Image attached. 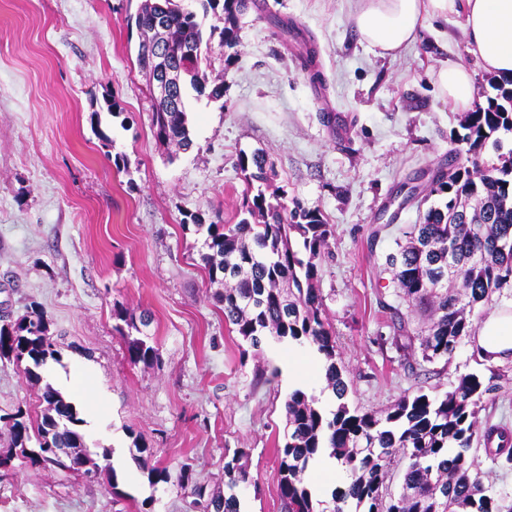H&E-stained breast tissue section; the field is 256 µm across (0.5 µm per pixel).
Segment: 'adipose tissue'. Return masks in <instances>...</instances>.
Returning a JSON list of instances; mask_svg holds the SVG:
<instances>
[{
    "label": "adipose tissue",
    "mask_w": 512,
    "mask_h": 512,
    "mask_svg": "<svg viewBox=\"0 0 512 512\" xmlns=\"http://www.w3.org/2000/svg\"><path fill=\"white\" fill-rule=\"evenodd\" d=\"M464 14V32L482 69L512 77V0H355L350 23L360 42L381 56H394L414 43L427 21ZM440 95L454 107L470 109L478 98L473 74L459 64L435 74ZM474 348L482 361H512V309L490 312L476 326Z\"/></svg>",
    "instance_id": "ef3b65f1"
}]
</instances>
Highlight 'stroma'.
<instances>
[{"label": "stroma", "mask_w": 512, "mask_h": 512, "mask_svg": "<svg viewBox=\"0 0 512 512\" xmlns=\"http://www.w3.org/2000/svg\"><path fill=\"white\" fill-rule=\"evenodd\" d=\"M257 2L240 19L231 56H211L223 97L187 91L194 146L175 155L154 136L137 61L130 20L143 0H0V318L42 306L61 353L40 384L23 364L0 359V433L16 411L40 419L51 383L76 403L101 470L89 483L16 462L0 471V512H190L176 486L150 484L151 468L191 464L219 495L224 462L238 451L255 480L240 491L243 512H282L284 403L302 383L325 390L322 364L278 346L254 354L212 299L202 235L182 228L196 212L237 223L243 152L271 155L274 186L319 209L332 228L318 286L350 406L381 414L403 395L440 396L460 375L486 374L471 341L431 363L390 342L392 308L414 330L421 315L400 298L386 258L402 229L445 202L408 203L402 191L425 185L447 160L462 117L440 99L434 75L460 64L480 95L491 92L463 16L426 22L417 43L382 58L353 31V0ZM274 16L314 42L320 83ZM326 112L336 126L323 122ZM119 309L150 313L159 364L128 363L114 329ZM494 384L480 418L512 429L511 362ZM138 437L152 450L140 463ZM113 457L122 462L114 473Z\"/></svg>", "instance_id": "1"}]
</instances>
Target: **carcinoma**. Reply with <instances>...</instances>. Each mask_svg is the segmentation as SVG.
Wrapping results in <instances>:
<instances>
[{
  "mask_svg": "<svg viewBox=\"0 0 512 512\" xmlns=\"http://www.w3.org/2000/svg\"><path fill=\"white\" fill-rule=\"evenodd\" d=\"M203 13L221 9L223 27L217 46L195 15L184 14L176 0H164L168 8L162 50L170 67L179 66L178 52L191 44L199 51L195 72L175 95L186 89L206 91L208 56L213 50L236 45L240 17L255 0H200ZM156 0H144L135 26L151 25ZM494 94L486 96L471 112L464 113L456 142L460 148L448 163L433 170L429 194L444 195L442 207H431L422 222L411 226L407 243L389 257L394 279L403 299L412 307H430L431 323L421 342L423 360L433 362L450 356L475 333L472 309L489 303L493 294L512 282V156L501 164L477 173L482 150L488 141L499 146L495 135L512 132V80L490 79ZM154 135L166 146L188 150L193 145L186 107L161 112L153 106ZM467 155L471 166L458 162ZM238 167L247 188L242 211L248 217L236 224L206 223L200 214L190 215L183 227L206 233L205 263L210 282L222 289L214 298L224 309V320L235 326L255 353L270 343L311 347L324 363L327 388L337 400L327 412L315 396L296 388L285 401V443L277 449L279 495L285 512H343L352 503L355 512H512L507 495L486 485L474 474L476 463L469 455L482 445L494 464L512 466V435L493 425L480 429L478 415L494 386L476 373L459 377L443 396L421 390L400 398L383 417L352 409L345 402L348 384L336 357V337L325 314L316 283L321 261L329 250L330 225L321 212L293 201L282 202L286 191L271 195L262 189L251 193L254 183L266 184L276 176L275 163L263 151L240 154ZM125 326L115 330L126 339L130 364L152 365L159 349L136 322L115 313ZM49 319L33 305L13 323L0 326V357L25 363L27 378L42 380L37 369L57 361L60 352L48 335ZM141 337H131L125 329ZM392 344L403 352L411 346V332L402 316L395 314ZM46 403L36 434L42 455L27 452L31 422L19 410L7 431L10 451L0 455V468L12 467L16 458L33 465H53L74 474H97L89 468L87 444L81 427L84 419L75 407L47 384ZM329 452L349 481L332 491L331 501L321 500L306 481L309 463ZM407 460L403 490L388 492L389 466L396 455ZM243 455L224 462L222 496L209 495L194 477L190 464L176 473L166 467L149 471L151 485L176 482L196 512H242L238 490L254 482Z\"/></svg>",
  "mask_w": 512,
  "mask_h": 512,
  "instance_id": "1",
  "label": "carcinoma"
}]
</instances>
